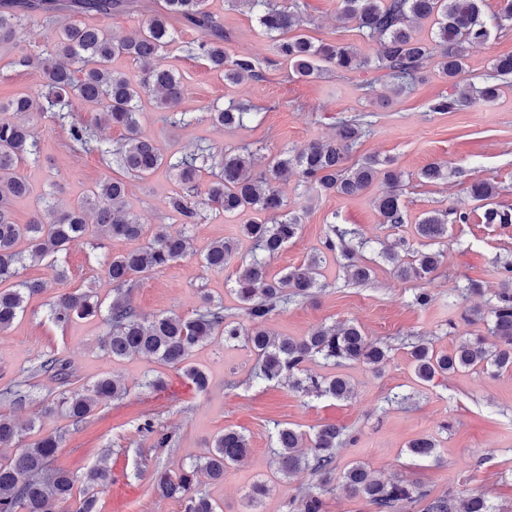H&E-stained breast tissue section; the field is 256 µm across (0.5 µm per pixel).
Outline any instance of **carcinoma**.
<instances>
[{"label":"carcinoma","mask_w":512,"mask_h":512,"mask_svg":"<svg viewBox=\"0 0 512 512\" xmlns=\"http://www.w3.org/2000/svg\"><path fill=\"white\" fill-rule=\"evenodd\" d=\"M135 0H0V51L13 47L21 39L24 22L42 18L50 27L51 42L39 54H25L18 64L38 66L44 79L43 90L20 93L0 102V113L51 114L62 127H68L72 140L86 151H97L106 165H116L127 174L145 179L162 166L177 172L180 190L167 201V207L182 224L172 231L160 224L153 235L142 239V224L127 207V185L118 178L98 183L80 204L58 210L48 203L37 210L26 224L13 220L12 202L28 192L20 164L36 154L33 129L24 122L0 117V332L9 329L24 314L29 300L43 293L47 285L25 280L21 272L28 262L47 258L58 260L75 242L88 234V214L96 215V223L107 227L110 238L141 241L125 252L107 254L103 265L112 281V301L104 305L92 291H64L49 304L48 319L63 327L74 318L101 314L107 307V332L103 348L112 359L141 356L171 366L183 374L195 390L206 391V373L190 363L195 349L219 338L224 344L238 343L256 358L254 378L260 382L288 380L289 388L302 395L316 393L335 399H347L352 387L341 374L313 376L304 373L305 364L321 358L333 366L362 364L379 371L389 361L391 348L371 339L357 324L336 326L323 324L300 338L274 336L265 323L290 299H311L322 287V265L337 255L345 280L351 284L367 283L373 274L375 259L365 255L368 244L356 229L331 226L321 242V249L303 264L281 277L268 272L267 259L279 254L295 239L302 226L298 214L286 211L278 184L295 179L298 184L319 194L353 196L376 183L382 184L374 198V206L383 224L398 229L406 223L401 203L402 175L388 160L367 156L362 162L345 166L347 156L363 137V123L356 117L337 121L334 135L316 141L295 155L283 150L267 167L254 170L253 153L226 149L214 174L204 189H199L197 175L212 159L206 150L175 157L164 153L141 129L139 103L147 97L155 108L174 112L184 97V85L176 72L162 63L168 48L175 42L172 22L191 28L200 38L187 45V51L202 55L210 69L224 75L233 84L244 77L256 78V59L232 55L224 50L230 41L224 27L208 9V0H159L155 13L139 26L138 31L115 39L105 27L89 18H109L133 10ZM249 10L257 9L258 23L272 41V52L301 80H316L328 68L352 72L369 65L350 45L314 43L301 32L302 3L289 0H233ZM483 0H339L340 19L355 24L359 34L380 45L377 68L386 71L392 93L399 95L419 80L422 69L436 61L443 76L458 91L440 96L430 104L433 112H454L476 102L492 103L498 96L499 81L512 75V54L494 60L491 75L477 87L466 82L465 52L470 44L485 43L491 38V25L482 16ZM65 12L72 23L62 28L53 26L58 14ZM433 19L434 38L423 42L413 35V23ZM123 56L140 68L133 80L111 68L112 59ZM86 110L101 112L113 126L124 131L113 147L99 146L92 127L74 115V102ZM253 115L245 104L229 103L223 109L208 112L215 126L232 129ZM419 181L432 184L447 178L438 164H431L418 174ZM469 194L481 209L483 224H512V208L495 202L499 186L492 180L471 183ZM234 215L252 212L255 218L241 226L260 254L238 264L233 292L241 304L242 314L225 311L224 304L209 295H201V303L192 316L161 314L148 317L131 301V290L140 277L160 272L186 256L190 237L185 227L197 223L201 207ZM471 213L454 208L434 209L414 225L415 242L403 236L382 243L381 258L402 281L425 282L443 263V253L432 249L448 236V226L468 224ZM26 249H18L20 243ZM234 254L231 240L219 239L206 249L202 264L207 270L222 271ZM503 288L484 310L468 308L464 318L469 323L484 322L487 334L468 338L448 352L434 349L424 339L409 344L408 355L416 378L430 383L462 370L481 368L491 376L512 372V261L498 268ZM36 371L59 384L62 391L48 406V411L66 414L73 424L86 422L95 408L123 398L126 388L112 377L104 376L82 390H71L72 373L67 363L56 356L45 357ZM139 431L153 437V447L166 448L169 436L146 421ZM310 437L311 452L300 451L305 437ZM344 429L323 425L312 435L299 429L274 425L271 439L276 473L282 478L300 470L320 476L321 483L336 480V448L343 443ZM22 433L14 420L0 414V448L16 445ZM63 436L47 434L35 438L14 457L0 455V512H95L98 495L112 484V468L96 466L85 476V485L75 489V480L65 470L54 466ZM437 442L429 436L412 440L409 452L419 458L432 457ZM249 451L245 434L226 428L216 436L208 454L195 460L176 477L165 469H156L152 487L161 498L181 503L183 512H224V504L204 495L197 477L210 483H221L229 468ZM345 488L360 496L374 512H412L414 505L424 504L422 512H495L481 495L463 502L448 495L430 493L403 481L385 483L373 478L361 464L342 474ZM289 512H325L322 493L307 492L288 503Z\"/></svg>","instance_id":"obj_1"}]
</instances>
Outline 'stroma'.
Wrapping results in <instances>:
<instances>
[{
	"instance_id": "1",
	"label": "stroma",
	"mask_w": 512,
	"mask_h": 512,
	"mask_svg": "<svg viewBox=\"0 0 512 512\" xmlns=\"http://www.w3.org/2000/svg\"><path fill=\"white\" fill-rule=\"evenodd\" d=\"M337 3L302 0L304 33L316 41L352 45L373 61L377 43L362 39L353 23L339 22ZM209 8L232 34L226 50L256 57L260 76L225 83L204 57L185 51V43L196 40L197 31L178 28L165 62L185 87L181 111L193 113L196 120L188 126L171 124L149 101L141 117L143 133L165 153L181 155L203 148L219 156L225 147L246 145L263 166L282 149L298 153L311 142L330 137L341 117L366 115L372 124L350 158L392 160L403 175L402 202L409 221L446 206L474 210L466 187L476 179L498 183L499 203L512 207V77L504 80L494 104L441 114L430 111L429 105L450 93L451 84L436 65L427 66L423 81L412 91L398 96L373 64L354 73L332 71L318 80L301 81L274 62L254 12L232 6L230 0H209ZM45 44V29L32 23L16 48L0 53V101L22 91L40 90L41 70L14 65L12 59ZM504 54H512V23L493 30L489 42L468 47L466 78L481 83L491 71L492 59ZM232 100L254 105L258 115L246 126L227 132L207 120L206 109L227 106ZM32 125L38 153L20 166L30 192L13 205V219L19 224L28 223L44 201L64 207L80 203L112 174L98 154L83 151L67 129L51 119L36 116ZM432 163L448 171V180L419 183L421 169ZM177 189L174 173L164 168L147 179L129 180L128 206L143 224L145 236H152L160 224L178 230L166 205ZM282 191L289 210L300 214L303 224L299 237L269 259L270 275L282 276L288 268L302 264L320 248L333 224L360 228L376 242L392 235L374 208L375 190L351 197L325 196L291 181ZM240 223V218L203 209L198 223L189 229L192 255L140 281L132 290L134 305L147 315L187 317L205 291L225 307L237 308L230 292L236 262L250 257L253 247L250 239L240 236ZM224 237L236 238V261L221 272L204 269L201 255L211 242ZM98 242L113 253L132 247L131 242L111 241L100 233L94 240L72 245L56 264H27L23 277L47 281L49 287L29 301L22 318L0 333V389L18 383L29 394L21 408L0 397V413L14 415L22 424L35 421L42 433L62 435L56 463L76 481H83L85 473L100 462H108L112 485L99 495L98 512H182L179 502L154 493V470L161 467L174 473L188 467L207 453L211 440L227 427L242 431L250 450L229 469L223 483L200 486L201 492L223 502L224 512H249L245 494L258 480L270 485L259 512H287L288 500L307 491L322 492L326 512H373L341 482L321 487L311 471L279 478L270 451L271 433L278 423L309 434L329 423L343 426L356 441L337 448V472L360 463L385 480H404L435 495L481 494L497 512H512V374L492 378L475 369L423 384L415 378L401 347L406 337L414 336L448 350L483 332V325L465 322L462 313L470 306H486L498 288L496 269L501 260L512 258V224L474 220L450 226L440 246L444 262L426 284L433 296L427 307L412 305L413 283L396 279L386 263L377 265L369 283L358 286L345 282L338 263L330 260L322 270L324 286L315 299L290 303L270 318L267 327L278 336L301 337L322 324L351 321L372 339L393 345L392 359L381 373L358 364L342 367L352 386V395L345 400L302 396L284 383H253L254 356L246 348L228 347L220 340L200 346L192 356L210 379L208 391L200 393L174 368L138 356L112 360L101 343L107 330L103 318H76L63 327L54 325L47 312L59 290L92 288L103 301H111L112 282L94 249ZM61 269L66 278L60 282L56 273ZM472 280L482 284L483 294L458 298L459 289ZM49 354L65 359L79 384L110 375L125 384L126 395L99 408L79 427L63 414L47 412L59 386L35 368ZM149 375L162 377L165 390L145 387ZM147 420L168 434L169 447H154L152 438L140 433V425ZM423 435L438 440L434 457L408 453V443Z\"/></svg>"
}]
</instances>
